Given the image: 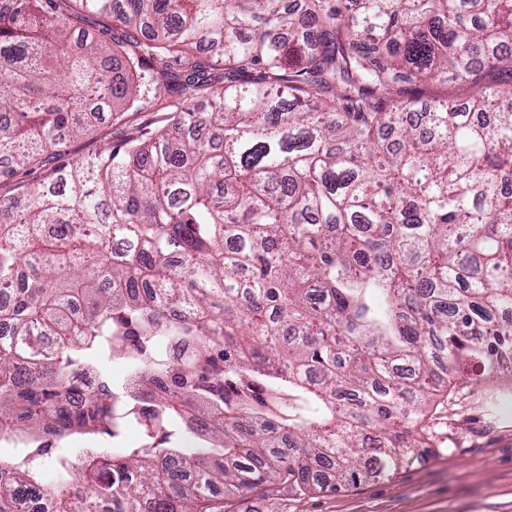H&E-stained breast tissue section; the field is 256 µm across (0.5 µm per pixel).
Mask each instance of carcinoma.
I'll return each instance as SVG.
<instances>
[{
    "label": "carcinoma",
    "instance_id": "obj_1",
    "mask_svg": "<svg viewBox=\"0 0 512 512\" xmlns=\"http://www.w3.org/2000/svg\"><path fill=\"white\" fill-rule=\"evenodd\" d=\"M84 11L132 50L75 37ZM486 68L512 70V0H0V180L55 159L0 196V512H224L419 461L437 372L512 355V82L424 128L405 84ZM143 72L169 126L69 157Z\"/></svg>",
    "mask_w": 512,
    "mask_h": 512
}]
</instances>
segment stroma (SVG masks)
<instances>
[{
	"label": "stroma",
	"mask_w": 512,
	"mask_h": 512,
	"mask_svg": "<svg viewBox=\"0 0 512 512\" xmlns=\"http://www.w3.org/2000/svg\"><path fill=\"white\" fill-rule=\"evenodd\" d=\"M164 102L147 95L116 124L90 116L87 134L67 150L79 157L137 129L163 127ZM431 453L393 476L340 491L293 492L271 485L224 499V512H512V361L500 379L466 386L428 421Z\"/></svg>",
	"instance_id": "stroma-1"
}]
</instances>
